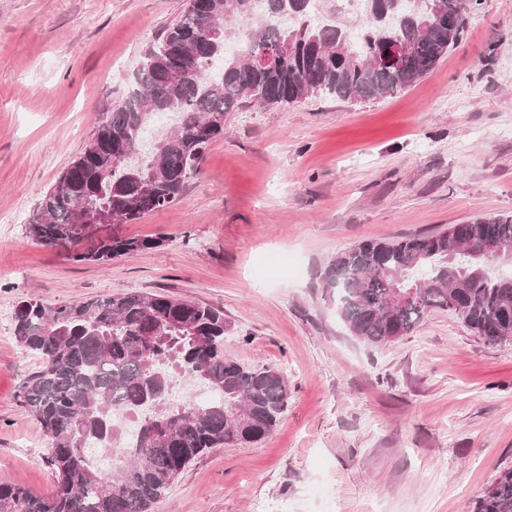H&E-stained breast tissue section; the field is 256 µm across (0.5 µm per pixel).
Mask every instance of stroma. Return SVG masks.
<instances>
[{"instance_id":"35a3bbf8","label":"stroma","mask_w":512,"mask_h":512,"mask_svg":"<svg viewBox=\"0 0 512 512\" xmlns=\"http://www.w3.org/2000/svg\"><path fill=\"white\" fill-rule=\"evenodd\" d=\"M185 0H0V478L52 497L47 441L18 392L39 367L20 301L165 294L223 309L225 358L288 379L262 441L193 459L149 512H473L512 467V343L445 312L381 345L323 290L363 240L512 215V0H489L415 84L356 103L244 102L173 206L123 225L162 237L109 264L73 262L27 224L121 99Z\"/></svg>"}]
</instances>
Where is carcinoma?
I'll return each instance as SVG.
<instances>
[{
    "instance_id": "carcinoma-1",
    "label": "carcinoma",
    "mask_w": 512,
    "mask_h": 512,
    "mask_svg": "<svg viewBox=\"0 0 512 512\" xmlns=\"http://www.w3.org/2000/svg\"><path fill=\"white\" fill-rule=\"evenodd\" d=\"M205 0L185 9L146 47L122 101L46 193L28 230L40 244L66 247L93 235L88 218L119 227L170 207L197 173L224 117L244 100L298 103L311 96L366 101L411 86L463 38L482 0H440L390 19L395 0H362L357 22L341 0ZM408 44L395 63L385 48ZM288 52L256 66L253 53ZM160 245L118 231L76 252V262L107 263ZM512 256V216H481L456 230L371 239L336 254L323 288L348 330L379 345L414 332L435 310L453 313L488 343L512 341V275L486 252ZM410 292L401 304L390 297ZM224 310L158 294L119 292L83 302H21L14 334L39 356L22 385L21 405L48 438L57 478L52 498L0 479V512H149L198 455L264 439L288 407V379L266 365L224 358ZM206 386L205 403L161 399L176 383ZM136 416L134 436L112 422ZM475 512H512V468L502 470Z\"/></svg>"
}]
</instances>
